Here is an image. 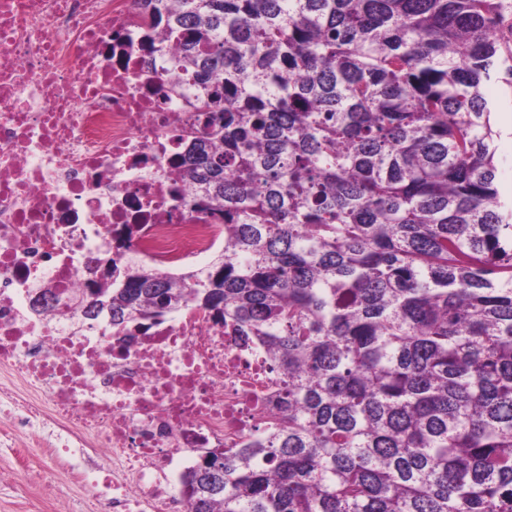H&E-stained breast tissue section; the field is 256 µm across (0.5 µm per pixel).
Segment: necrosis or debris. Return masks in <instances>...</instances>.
Instances as JSON below:
<instances>
[{"mask_svg": "<svg viewBox=\"0 0 512 512\" xmlns=\"http://www.w3.org/2000/svg\"><path fill=\"white\" fill-rule=\"evenodd\" d=\"M141 0H0V370L15 429L111 451L109 512H190L204 450L242 448L280 420L269 357L213 313L148 329L87 316L86 286L122 254L164 274L222 243L181 164L200 113L150 64Z\"/></svg>", "mask_w": 512, "mask_h": 512, "instance_id": "4bbe7bcc", "label": "necrosis or debris"}]
</instances>
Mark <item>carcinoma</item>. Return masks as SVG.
Masks as SVG:
<instances>
[{
    "instance_id": "carcinoma-1",
    "label": "carcinoma",
    "mask_w": 512,
    "mask_h": 512,
    "mask_svg": "<svg viewBox=\"0 0 512 512\" xmlns=\"http://www.w3.org/2000/svg\"><path fill=\"white\" fill-rule=\"evenodd\" d=\"M205 116L224 251L95 284L122 329L191 305L282 375L272 429L188 470L191 512H512V215L483 85L507 0H142Z\"/></svg>"
}]
</instances>
